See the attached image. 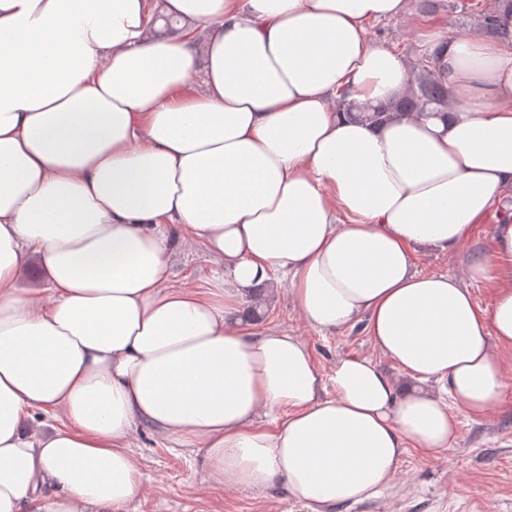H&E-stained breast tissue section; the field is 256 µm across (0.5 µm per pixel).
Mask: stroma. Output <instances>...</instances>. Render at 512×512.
<instances>
[{"label":"stroma","mask_w":512,"mask_h":512,"mask_svg":"<svg viewBox=\"0 0 512 512\" xmlns=\"http://www.w3.org/2000/svg\"><path fill=\"white\" fill-rule=\"evenodd\" d=\"M368 34L372 41L412 62L445 38L479 37L483 31L466 0H409L405 17L371 23ZM507 218L512 219L509 197L476 225L460 250L417 255L416 270L464 276L472 255L485 253L491 226ZM171 259L170 284L175 288L202 285L216 268L200 245L175 244ZM260 325L280 328L304 341L320 372H328L336 359L346 355L369 357L389 374L397 372L361 328L326 333L310 328L287 292L269 301ZM132 449L143 463L147 482L143 496L130 505L129 512H308L277 488L257 495L214 484L190 445L149 428L137 430ZM332 512H512V397L483 420L461 419L455 447L438 457L426 458L408 449L398 466L395 486L379 498L339 506Z\"/></svg>","instance_id":"stroma-1"}]
</instances>
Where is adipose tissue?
<instances>
[{"label": "adipose tissue", "mask_w": 512, "mask_h": 512, "mask_svg": "<svg viewBox=\"0 0 512 512\" xmlns=\"http://www.w3.org/2000/svg\"><path fill=\"white\" fill-rule=\"evenodd\" d=\"M407 4L164 0L180 32L158 39L152 0H0V512H128L142 426L197 446L214 483L326 512L501 406L512 221L465 277L414 258L455 252L512 190V39L443 41L447 107L354 118L340 90L406 91L368 26ZM173 237L215 287L170 286ZM270 282L315 330L362 327L408 384L367 357L322 375L296 336L250 329Z\"/></svg>", "instance_id": "ef3b65f1"}]
</instances>
